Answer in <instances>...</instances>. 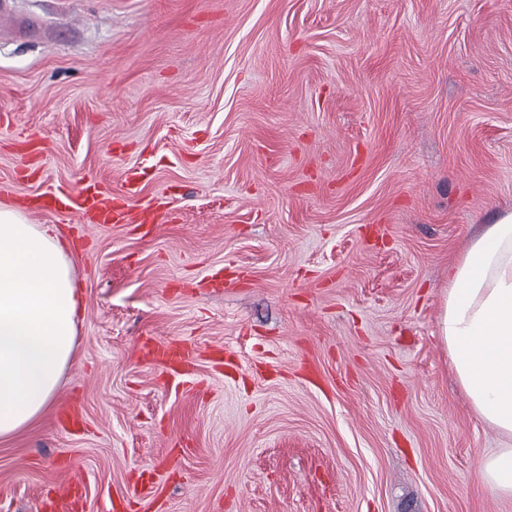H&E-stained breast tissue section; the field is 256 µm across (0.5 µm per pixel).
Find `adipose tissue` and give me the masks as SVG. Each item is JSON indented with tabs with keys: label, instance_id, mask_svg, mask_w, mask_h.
I'll use <instances>...</instances> for the list:
<instances>
[{
	"label": "adipose tissue",
	"instance_id": "ef3b65f1",
	"mask_svg": "<svg viewBox=\"0 0 512 512\" xmlns=\"http://www.w3.org/2000/svg\"><path fill=\"white\" fill-rule=\"evenodd\" d=\"M77 297L53 226L0 204V438L36 420L73 353ZM439 335L476 415L507 437L480 480L512 496V213L448 267Z\"/></svg>",
	"mask_w": 512,
	"mask_h": 512
}]
</instances>
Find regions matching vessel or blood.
I'll use <instances>...</instances> for the list:
<instances>
[{
	"label": "vessel or blood",
	"mask_w": 512,
	"mask_h": 512,
	"mask_svg": "<svg viewBox=\"0 0 512 512\" xmlns=\"http://www.w3.org/2000/svg\"><path fill=\"white\" fill-rule=\"evenodd\" d=\"M29 209L36 214L47 212L64 215L76 212L89 224H140L151 227L159 221V213L152 203H145L134 211L129 210L95 181L89 182L74 195L53 192L39 194ZM145 347L148 356L163 367L175 388L180 387L183 380L195 370L200 357L197 348L188 342L174 345L150 339Z\"/></svg>",
	"instance_id": "b4317fda"
}]
</instances>
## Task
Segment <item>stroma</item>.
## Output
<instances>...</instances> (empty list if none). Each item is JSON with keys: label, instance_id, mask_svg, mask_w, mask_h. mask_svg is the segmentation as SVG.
Returning <instances> with one entry per match:
<instances>
[{"label": "stroma", "instance_id": "stroma-1", "mask_svg": "<svg viewBox=\"0 0 512 512\" xmlns=\"http://www.w3.org/2000/svg\"><path fill=\"white\" fill-rule=\"evenodd\" d=\"M0 102V203L138 169L127 207L164 205L147 235L28 214L81 312L0 512L65 471L110 512L151 466L141 512H512L438 334L512 212V0H0ZM149 336L198 347L183 389Z\"/></svg>", "mask_w": 512, "mask_h": 512}]
</instances>
